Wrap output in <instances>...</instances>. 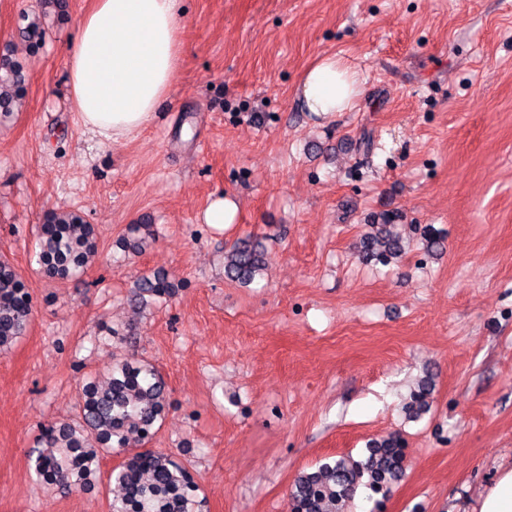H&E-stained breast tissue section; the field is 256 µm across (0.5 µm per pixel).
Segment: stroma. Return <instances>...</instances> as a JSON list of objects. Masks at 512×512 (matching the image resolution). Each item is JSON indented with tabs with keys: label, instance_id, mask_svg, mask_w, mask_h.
I'll return each mask as SVG.
<instances>
[{
	"label": "stroma",
	"instance_id": "35a3bbf8",
	"mask_svg": "<svg viewBox=\"0 0 512 512\" xmlns=\"http://www.w3.org/2000/svg\"><path fill=\"white\" fill-rule=\"evenodd\" d=\"M91 5L0 0V56L27 68L0 119V257L33 296L26 334L0 353V512H110L125 452L85 492L38 481L28 453L75 417L86 379L131 356L166 384L148 447L193 474L201 512H288L301 472L393 435L404 478L350 512H473L512 463V0H182L171 92L117 145L84 130L68 85ZM332 54L363 92L319 116L298 88ZM365 130L363 156L350 142ZM220 193L238 212L216 228L200 216ZM52 209L97 234L98 259L63 283L34 257ZM391 212L403 251L385 264L364 239ZM132 224L151 231L136 254L120 245ZM427 224L444 252L423 249ZM248 239L267 268L229 281L224 251ZM154 272L175 295L135 300Z\"/></svg>",
	"mask_w": 512,
	"mask_h": 512
}]
</instances>
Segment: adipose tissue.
<instances>
[{
    "mask_svg": "<svg viewBox=\"0 0 512 512\" xmlns=\"http://www.w3.org/2000/svg\"><path fill=\"white\" fill-rule=\"evenodd\" d=\"M180 0H94L67 53L71 99L83 128L120 144L150 125L183 56ZM307 111L344 112L362 93L356 71L326 55L300 87Z\"/></svg>",
    "mask_w": 512,
    "mask_h": 512,
    "instance_id": "adipose-tissue-1",
    "label": "adipose tissue"
}]
</instances>
